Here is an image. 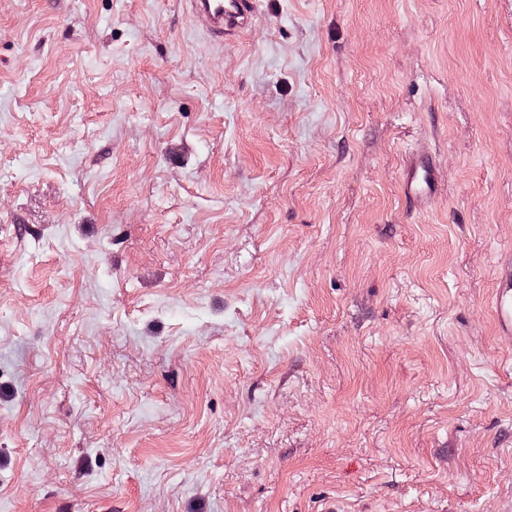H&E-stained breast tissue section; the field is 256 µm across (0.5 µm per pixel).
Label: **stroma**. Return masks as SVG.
Listing matches in <instances>:
<instances>
[{
  "mask_svg": "<svg viewBox=\"0 0 512 512\" xmlns=\"http://www.w3.org/2000/svg\"><path fill=\"white\" fill-rule=\"evenodd\" d=\"M509 255L512 0H0V512H512ZM199 29L214 41L224 39L247 28L255 0H184ZM428 177L429 171L426 166L420 163L411 164L405 180V195L410 201L419 200L421 187L423 184L427 185ZM493 311L500 336L512 338V261L497 276Z\"/></svg>",
  "mask_w": 512,
  "mask_h": 512,
  "instance_id": "obj_1",
  "label": "stroma"
}]
</instances>
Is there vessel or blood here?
Wrapping results in <instances>:
<instances>
[{"label":"vessel or blood","instance_id":"vessel-or-blood-1","mask_svg":"<svg viewBox=\"0 0 512 512\" xmlns=\"http://www.w3.org/2000/svg\"><path fill=\"white\" fill-rule=\"evenodd\" d=\"M185 2L197 27L219 43L247 28L256 5V0ZM428 177L426 166L411 164L405 180V195L410 201H418L421 187L427 183ZM493 311L499 334L512 337V264L497 276Z\"/></svg>","mask_w":512,"mask_h":512}]
</instances>
